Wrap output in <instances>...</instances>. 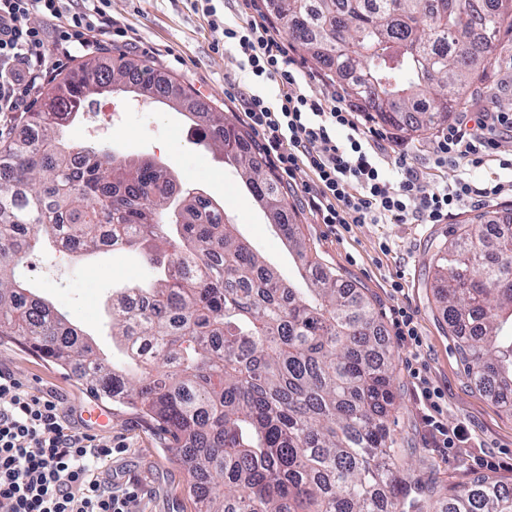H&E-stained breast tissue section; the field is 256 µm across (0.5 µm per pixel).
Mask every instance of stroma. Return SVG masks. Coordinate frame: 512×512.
<instances>
[{
    "label": "stroma",
    "instance_id": "1",
    "mask_svg": "<svg viewBox=\"0 0 512 512\" xmlns=\"http://www.w3.org/2000/svg\"><path fill=\"white\" fill-rule=\"evenodd\" d=\"M108 13L127 35L110 39L99 32L95 35L98 42H111L129 59L149 61L159 73L189 88L196 99L209 103L239 128H246L241 94L250 79L240 67L238 54L225 48L223 31L210 27L207 16L194 9L193 0H110ZM88 109L111 112V129L88 135L89 120L80 117L66 129L64 141H81L131 160L157 163L183 186L222 204L239 237L283 277H296L295 253L244 180L225 165L219 152L191 142L192 118L188 113L165 100L108 92L94 96ZM360 119L383 151L402 144L415 167L436 182L450 183L466 173L478 182L493 179L512 183V170L497 163L498 158L512 154V139L500 142L481 164L462 160L439 167L432 158L433 137L379 124L365 112ZM312 178L305 167L293 175L278 176L288 209L307 243L345 282L361 288L395 350L397 409L390 429L414 469L413 477L401 485V496L414 498L426 484L442 495H452L484 474L480 460L487 456L501 460L495 474L512 484V414L471 385L463 356L431 288L432 258L438 245L448 242L455 226L468 223L477 212L502 220L511 217L512 190L481 207L467 205L452 211L440 224H355L346 230L321 223L307 207L302 186ZM35 260L37 268L29 275L28 288L49 304L72 313L94 345L116 366H124L123 353L112 341L108 308L113 292L152 280L154 272L139 252L102 250L76 257L47 247ZM395 281L401 284V292L392 291ZM399 307L414 315L423 340L422 373L439 388L449 426L465 425L473 436L471 446L434 447L417 398L416 381L409 371L408 348L396 334L394 311ZM0 369L36 388L59 394L65 424L95 433V426L84 419V410L93 404V397L52 362L2 337ZM111 414L112 478L120 487L138 485L142 491L139 512H195L187 494V471L167 439L131 409L115 408Z\"/></svg>",
    "mask_w": 512,
    "mask_h": 512
}]
</instances>
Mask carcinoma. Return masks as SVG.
I'll return each mask as SVG.
<instances>
[{
    "mask_svg": "<svg viewBox=\"0 0 512 512\" xmlns=\"http://www.w3.org/2000/svg\"><path fill=\"white\" fill-rule=\"evenodd\" d=\"M300 48L373 118L430 132L487 87L490 53L512 31V0H269ZM123 81L178 107L188 92L146 62L90 58L17 122L0 147V336L50 360L93 397L138 411L188 467L198 512H512V487L478 478L448 500L410 502L411 467L391 434L392 350L361 291L323 268L285 280L232 233L224 207L181 189L157 164L83 143L66 126ZM200 143L241 170L251 193L290 224L280 186L224 115L195 103ZM460 224L434 254L432 288L471 384L512 413V230ZM50 239L72 253L140 248L147 288L112 299L117 368L66 314L24 287Z\"/></svg>",
    "mask_w": 512,
    "mask_h": 512,
    "instance_id": "obj_1",
    "label": "carcinoma"
}]
</instances>
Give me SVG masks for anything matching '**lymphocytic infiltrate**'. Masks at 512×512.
<instances>
[{
  "mask_svg": "<svg viewBox=\"0 0 512 512\" xmlns=\"http://www.w3.org/2000/svg\"><path fill=\"white\" fill-rule=\"evenodd\" d=\"M71 0H0V113L24 111L30 96L53 74V53L70 58L89 50L91 32L108 19L109 0L89 10H73ZM41 24H33L32 16ZM224 44L241 57L254 82L281 88L278 108L260 94L245 97L244 115L262 148L278 169L293 174L299 166L314 177L302 186L322 223L439 224L466 204H481L503 192L502 183L458 178L436 184L397 150L385 160L343 98L309 94L307 74L292 66L284 42L262 22L222 23ZM56 38H49V29ZM512 134L511 112H482L449 124L434 145L436 165L481 158ZM419 401L434 441L442 448L467 443L462 426H449L437 393L412 368ZM112 439L65 427L61 400L37 392L0 371V512H137V487L112 485Z\"/></svg>",
  "mask_w": 512,
  "mask_h": 512,
  "instance_id": "1",
  "label": "lymphocytic infiltrate"
}]
</instances>
